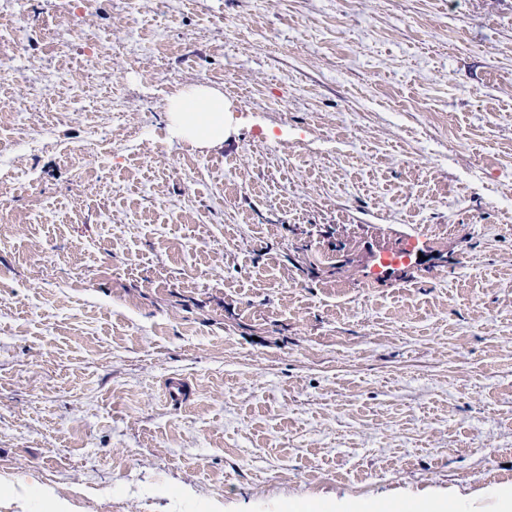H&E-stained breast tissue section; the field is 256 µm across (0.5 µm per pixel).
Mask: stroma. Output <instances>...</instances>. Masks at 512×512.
Here are the masks:
<instances>
[{
	"instance_id": "obj_1",
	"label": "stroma",
	"mask_w": 512,
	"mask_h": 512,
	"mask_svg": "<svg viewBox=\"0 0 512 512\" xmlns=\"http://www.w3.org/2000/svg\"><path fill=\"white\" fill-rule=\"evenodd\" d=\"M505 490L512 0H0V505ZM170 124L183 138L202 146L223 144L225 134L224 92L215 87L195 86L168 100Z\"/></svg>"
}]
</instances>
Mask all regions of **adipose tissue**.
Here are the masks:
<instances>
[{
  "label": "adipose tissue",
  "instance_id": "ef3b65f1",
  "mask_svg": "<svg viewBox=\"0 0 512 512\" xmlns=\"http://www.w3.org/2000/svg\"><path fill=\"white\" fill-rule=\"evenodd\" d=\"M170 124L183 138L202 146L223 144L224 94L215 87L195 86L173 95L167 105Z\"/></svg>",
  "mask_w": 512,
  "mask_h": 512
}]
</instances>
